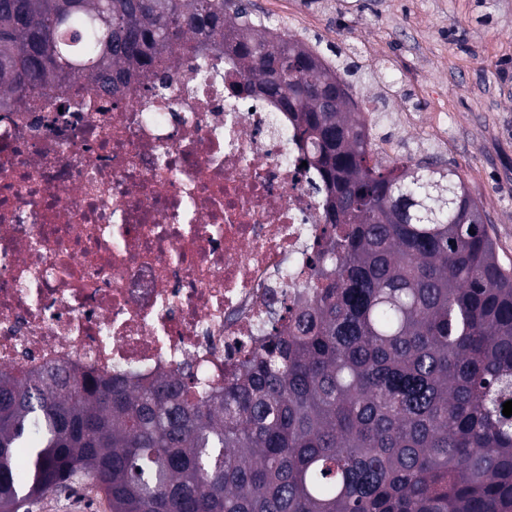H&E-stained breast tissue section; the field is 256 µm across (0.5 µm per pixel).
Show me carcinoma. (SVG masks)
<instances>
[{
	"instance_id": "1",
	"label": "carcinoma",
	"mask_w": 512,
	"mask_h": 512,
	"mask_svg": "<svg viewBox=\"0 0 512 512\" xmlns=\"http://www.w3.org/2000/svg\"><path fill=\"white\" fill-rule=\"evenodd\" d=\"M0 0V94L120 97L188 39L277 101L330 229L303 306L224 386L0 371V512L99 488L112 512H512V273L456 169L385 165L346 70L240 0Z\"/></svg>"
}]
</instances>
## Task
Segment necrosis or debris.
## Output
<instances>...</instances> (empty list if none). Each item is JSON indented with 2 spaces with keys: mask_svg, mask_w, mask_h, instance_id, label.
Wrapping results in <instances>:
<instances>
[{
  "mask_svg": "<svg viewBox=\"0 0 512 512\" xmlns=\"http://www.w3.org/2000/svg\"><path fill=\"white\" fill-rule=\"evenodd\" d=\"M107 111L43 86L0 106V369L124 382L191 366L223 385L257 324L296 306L324 229L286 113L239 98L234 60L173 57Z\"/></svg>",
  "mask_w": 512,
  "mask_h": 512,
  "instance_id": "4bbe7bcc",
  "label": "necrosis or debris"
}]
</instances>
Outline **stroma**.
Returning a JSON list of instances; mask_svg holds the SVG:
<instances>
[{"mask_svg": "<svg viewBox=\"0 0 512 512\" xmlns=\"http://www.w3.org/2000/svg\"><path fill=\"white\" fill-rule=\"evenodd\" d=\"M266 24L317 45L367 104L393 160L458 170L512 270V0H247ZM22 512H110L82 485Z\"/></svg>", "mask_w": 512, "mask_h": 512, "instance_id": "stroma-1", "label": "stroma"}]
</instances>
